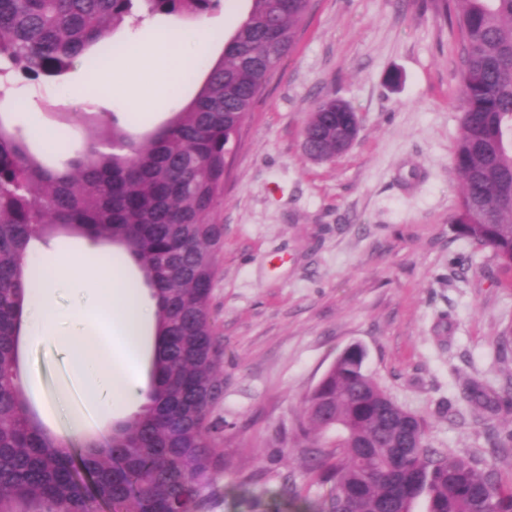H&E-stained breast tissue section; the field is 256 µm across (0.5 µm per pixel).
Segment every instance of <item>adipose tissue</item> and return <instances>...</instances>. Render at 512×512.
<instances>
[{
  "label": "adipose tissue",
  "instance_id": "obj_1",
  "mask_svg": "<svg viewBox=\"0 0 512 512\" xmlns=\"http://www.w3.org/2000/svg\"><path fill=\"white\" fill-rule=\"evenodd\" d=\"M192 54L182 48L181 35L174 30L156 33L144 28L131 35L125 53L132 79L129 107L154 109L168 85L190 68ZM127 265L126 259L106 249L77 256L55 252L31 261L37 274V286L25 302L31 338L55 336L45 313L59 282L74 281L86 288L87 303L75 312V331L65 335L64 346L72 373L85 387L86 405L99 412L146 401L138 364L144 333L155 324V310Z\"/></svg>",
  "mask_w": 512,
  "mask_h": 512
}]
</instances>
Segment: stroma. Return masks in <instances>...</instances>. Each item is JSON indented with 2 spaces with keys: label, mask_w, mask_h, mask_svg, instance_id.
Wrapping results in <instances>:
<instances>
[{
  "label": "stroma",
  "mask_w": 512,
  "mask_h": 512,
  "mask_svg": "<svg viewBox=\"0 0 512 512\" xmlns=\"http://www.w3.org/2000/svg\"><path fill=\"white\" fill-rule=\"evenodd\" d=\"M248 9L249 0H221L197 22L145 18L176 26L188 47L198 29L210 37L194 82L166 110L132 120L115 84L85 108L78 64L60 78H1L26 105L0 121L32 133L31 150L60 169L70 156L48 140L82 143L99 111L142 136L192 101ZM460 53L432 0H312L293 50L255 101L213 215L224 227L212 290L224 396L212 417L227 465L208 512H315L325 490L295 424L306 394L354 344L393 400L427 419L435 446L478 453L486 428L512 429V410L461 401L473 382L512 378V355L498 351L512 326V272L454 223ZM323 97L347 102L360 127L346 153L315 160L303 128ZM18 358L28 408L47 429L65 434L80 410L85 436L106 439L107 422L86 407L58 341L21 335ZM62 389L68 408H51ZM286 482L298 494L285 502Z\"/></svg>",
  "instance_id": "stroma-1"
}]
</instances>
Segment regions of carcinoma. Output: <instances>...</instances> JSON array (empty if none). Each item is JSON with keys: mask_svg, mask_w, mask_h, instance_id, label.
Listing matches in <instances>:
<instances>
[{"mask_svg": "<svg viewBox=\"0 0 512 512\" xmlns=\"http://www.w3.org/2000/svg\"><path fill=\"white\" fill-rule=\"evenodd\" d=\"M217 0H0V77H56L112 54L115 30L149 16L198 19ZM312 0H250L191 103L142 138L115 112L66 169L37 162L21 134L0 126V512L27 502L44 512H207L224 458L213 409L224 395V347L211 293L223 226L212 220L234 141L290 51ZM461 35L460 125L453 167L461 178L459 234L512 270V0H451ZM359 119L338 98L317 100L304 129L313 157L336 156ZM61 233L124 247L156 300L148 403L112 424L107 445L76 450L29 413L18 340L35 242ZM296 425L317 481L320 512H512L498 463L512 430L491 435L489 455L436 448L429 424L404 410L341 353L305 397ZM336 431V452L320 439Z\"/></svg>", "mask_w": 512, "mask_h": 512, "instance_id": "cac0c4a2", "label": "carcinoma"}]
</instances>
